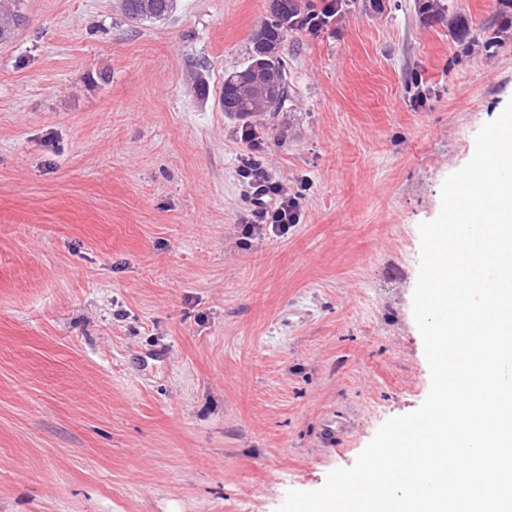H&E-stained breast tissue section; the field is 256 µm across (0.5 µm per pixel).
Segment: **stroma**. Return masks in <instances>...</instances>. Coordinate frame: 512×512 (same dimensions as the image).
<instances>
[{
    "label": "stroma",
    "mask_w": 512,
    "mask_h": 512,
    "mask_svg": "<svg viewBox=\"0 0 512 512\" xmlns=\"http://www.w3.org/2000/svg\"><path fill=\"white\" fill-rule=\"evenodd\" d=\"M344 0L221 105L267 0H20L0 41V512H276L431 385L420 223L512 100L506 0ZM203 77L207 91L191 87ZM258 150L301 192L247 239ZM120 11L130 22H152L165 20L175 7V0H153V7L146 11L143 0H120Z\"/></svg>",
    "instance_id": "35a3bbf8"
}]
</instances>
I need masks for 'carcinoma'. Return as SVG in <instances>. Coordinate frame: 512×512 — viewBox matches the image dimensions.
I'll use <instances>...</instances> for the list:
<instances>
[{
  "mask_svg": "<svg viewBox=\"0 0 512 512\" xmlns=\"http://www.w3.org/2000/svg\"><path fill=\"white\" fill-rule=\"evenodd\" d=\"M144 0H120V11L130 22L161 21L170 16L175 0H152L146 11ZM316 12L313 0H282L260 25V35L252 37L251 59L246 66L224 78L222 104L226 115L246 120L258 112L276 111L286 101L281 49L288 33L303 27V20Z\"/></svg>",
  "mask_w": 512,
  "mask_h": 512,
  "instance_id": "carcinoma-1",
  "label": "carcinoma"
}]
</instances>
